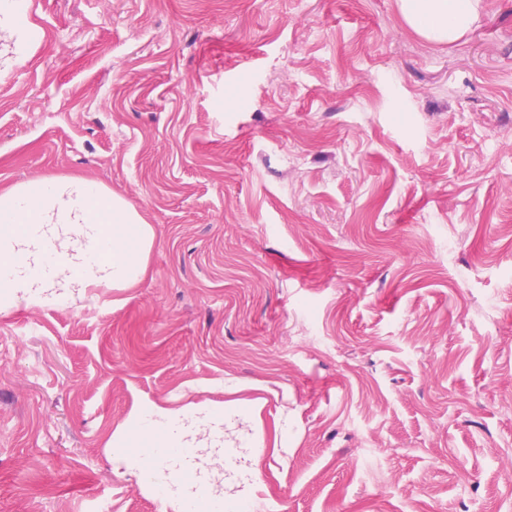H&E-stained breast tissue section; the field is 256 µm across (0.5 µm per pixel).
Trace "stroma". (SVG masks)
Instances as JSON below:
<instances>
[{
  "mask_svg": "<svg viewBox=\"0 0 512 512\" xmlns=\"http://www.w3.org/2000/svg\"><path fill=\"white\" fill-rule=\"evenodd\" d=\"M0 194L79 177L132 287L0 304V512H175L142 409L224 406L206 479L272 512H512V0H25ZM478 0H400L407 23L429 40L452 42L477 18Z\"/></svg>",
  "mask_w": 512,
  "mask_h": 512,
  "instance_id": "obj_1",
  "label": "stroma"
}]
</instances>
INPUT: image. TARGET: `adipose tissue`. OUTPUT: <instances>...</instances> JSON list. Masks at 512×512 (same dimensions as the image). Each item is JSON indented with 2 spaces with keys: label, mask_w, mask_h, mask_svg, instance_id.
<instances>
[{
  "label": "adipose tissue",
  "mask_w": 512,
  "mask_h": 512,
  "mask_svg": "<svg viewBox=\"0 0 512 512\" xmlns=\"http://www.w3.org/2000/svg\"><path fill=\"white\" fill-rule=\"evenodd\" d=\"M407 23L429 40L451 42L477 18L478 0H400ZM153 231L126 202L81 178L43 180L0 194V295L21 290L30 299L55 289L103 283L132 286L145 271ZM137 448L146 453L144 475L163 495L166 472L193 486L200 440L188 438L180 419L145 413Z\"/></svg>",
  "instance_id": "1"
}]
</instances>
